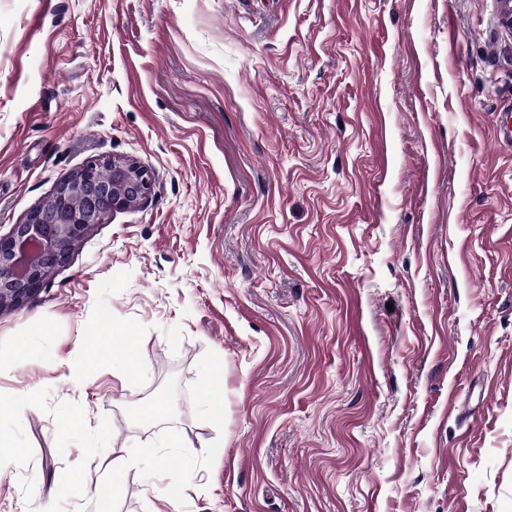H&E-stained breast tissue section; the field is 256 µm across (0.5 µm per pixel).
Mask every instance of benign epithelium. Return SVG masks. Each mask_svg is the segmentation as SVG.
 Returning a JSON list of instances; mask_svg holds the SVG:
<instances>
[{
  "instance_id": "benign-epithelium-1",
  "label": "benign epithelium",
  "mask_w": 512,
  "mask_h": 512,
  "mask_svg": "<svg viewBox=\"0 0 512 512\" xmlns=\"http://www.w3.org/2000/svg\"><path fill=\"white\" fill-rule=\"evenodd\" d=\"M151 173L129 160L92 161L0 234V310L25 303L64 265L75 243L107 215L149 197Z\"/></svg>"
}]
</instances>
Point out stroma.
<instances>
[{
	"label": "stroma",
	"mask_w": 512,
	"mask_h": 512,
	"mask_svg": "<svg viewBox=\"0 0 512 512\" xmlns=\"http://www.w3.org/2000/svg\"><path fill=\"white\" fill-rule=\"evenodd\" d=\"M502 112L499 0H0V234L153 177L0 312V512H512ZM102 336L99 340L88 346L89 356L94 363L104 364L112 360V364H119L129 371H136L143 362L142 357L121 356L117 354L119 344L112 343V329L98 334Z\"/></svg>",
	"instance_id": "35a3bbf8"
}]
</instances>
